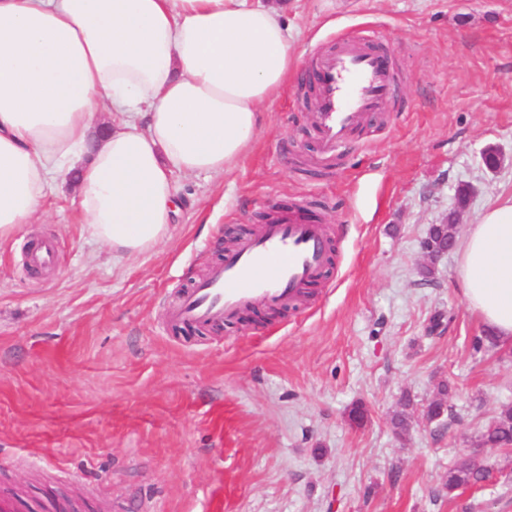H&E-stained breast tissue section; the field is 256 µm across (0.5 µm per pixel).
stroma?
Here are the masks:
<instances>
[{
  "label": "stroma",
  "mask_w": 512,
  "mask_h": 512,
  "mask_svg": "<svg viewBox=\"0 0 512 512\" xmlns=\"http://www.w3.org/2000/svg\"><path fill=\"white\" fill-rule=\"evenodd\" d=\"M283 1L300 67L341 31L370 29L401 97L364 147L319 171L309 90L291 80L236 171L173 174L172 235L137 258L113 260L64 184L45 222L0 243V485L29 512H58L65 496L76 512H512V448L478 445L512 406V349L475 351L483 326L454 255L432 283L418 273L460 185L474 189L461 232L512 200V0H264ZM299 204L338 243L304 302L205 329L168 323L225 242ZM41 238L57 258L32 275ZM442 382L456 419L440 430L421 408ZM475 447L494 481L446 493Z\"/></svg>",
  "instance_id": "obj_1"
}]
</instances>
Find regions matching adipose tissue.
I'll use <instances>...</instances> for the list:
<instances>
[{"label":"adipose tissue","instance_id":"obj_1","mask_svg":"<svg viewBox=\"0 0 512 512\" xmlns=\"http://www.w3.org/2000/svg\"><path fill=\"white\" fill-rule=\"evenodd\" d=\"M291 30L258 0H0V240L72 179L115 258L171 235L174 172L229 174L260 108L296 68ZM460 290L512 347V202L456 248Z\"/></svg>","mask_w":512,"mask_h":512}]
</instances>
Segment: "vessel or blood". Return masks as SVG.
<instances>
[{
    "label": "vessel or blood",
    "instance_id": "b4317fda",
    "mask_svg": "<svg viewBox=\"0 0 512 512\" xmlns=\"http://www.w3.org/2000/svg\"><path fill=\"white\" fill-rule=\"evenodd\" d=\"M307 77L315 84L312 161L330 168L343 149L360 145L396 97L394 64L379 41L347 32L315 51ZM332 244L329 226L303 210L273 217L226 248L223 262L184 291L169 320L201 328L234 322L250 309L287 306L324 280Z\"/></svg>",
    "mask_w": 512,
    "mask_h": 512
}]
</instances>
